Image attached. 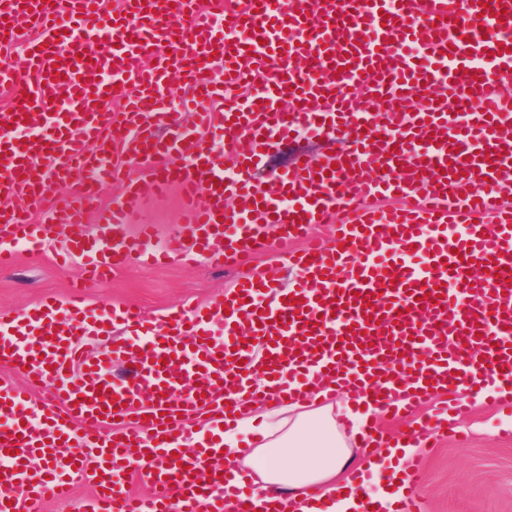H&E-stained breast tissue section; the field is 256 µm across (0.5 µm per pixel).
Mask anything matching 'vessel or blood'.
<instances>
[{
    "label": "vessel or blood",
    "mask_w": 512,
    "mask_h": 512,
    "mask_svg": "<svg viewBox=\"0 0 512 512\" xmlns=\"http://www.w3.org/2000/svg\"><path fill=\"white\" fill-rule=\"evenodd\" d=\"M121 7L107 22L92 0H0V42L21 19L39 30L0 68L13 91L0 113V194L51 216L0 211V268L18 243L38 249L60 232L92 279L174 254L239 264L270 235L296 278L283 288L249 268L222 300L157 324L136 306L76 298L1 324L0 365L52 381L55 394L39 404L0 387V512L68 498L77 478L93 487L89 512H295L282 499L227 498L223 470L204 466L214 449L182 448L199 413L219 429L259 399L304 403L328 388L393 420L432 407L405 437L371 425L366 449L427 447L431 427L454 431L476 389L511 410L512 209L500 198L512 100L492 89L512 77V0H285L276 14L269 0H227L220 17L200 0ZM213 58L225 85L257 82L226 106L221 156L198 132L224 94L204 66ZM175 77L197 124L167 102ZM299 131L345 146L254 179L272 138ZM244 138L250 150L237 151ZM116 145L148 181L104 163ZM108 178L125 199L92 240L85 209ZM60 180L78 192L51 197ZM172 186L186 234L127 235L132 208ZM393 194L399 207L374 206ZM316 224L335 225V238L307 240ZM93 333L109 353L87 354ZM405 468L398 512H425L422 458ZM135 472L151 495L130 491Z\"/></svg>",
    "instance_id": "1"
}]
</instances>
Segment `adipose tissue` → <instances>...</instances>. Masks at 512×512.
I'll return each mask as SVG.
<instances>
[{"instance_id":"ef3b65f1","label":"adipose tissue","mask_w":512,"mask_h":512,"mask_svg":"<svg viewBox=\"0 0 512 512\" xmlns=\"http://www.w3.org/2000/svg\"><path fill=\"white\" fill-rule=\"evenodd\" d=\"M371 414L370 408L360 405L340 417L333 403L317 400L288 402L275 409L257 402L236 424L221 431L203 427L192 440L220 448L219 459L225 472L234 475L235 486L254 483L259 495L292 498L301 512H357L361 492L344 477L355 459L349 437L363 431ZM342 418L349 433L339 430ZM244 435L252 447L245 458L239 453ZM409 454L406 448H385L369 463L372 470L385 466L390 471L387 484L373 494L384 512L397 508L404 489L401 463Z\"/></svg>"}]
</instances>
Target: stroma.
I'll return each mask as SVG.
<instances>
[{
    "mask_svg": "<svg viewBox=\"0 0 512 512\" xmlns=\"http://www.w3.org/2000/svg\"><path fill=\"white\" fill-rule=\"evenodd\" d=\"M332 148L331 142L307 134L278 138L268 150L267 166L281 170L298 156L317 160ZM149 224L160 241L175 238L182 230L178 190L135 207L127 226ZM68 244L58 234L39 250L19 247L14 266L0 270V319H11L36 309L45 299L67 301L72 284L81 274L80 263L59 268L57 252ZM236 277L232 268H216L205 260L186 264L170 260L143 267L130 264L106 281L88 286L84 300L92 306L112 302L138 306L150 319L190 303L207 306L221 298ZM512 414L495 410L491 402L473 407L455 434H434V447L425 449L426 474L418 492L427 512H512Z\"/></svg>",
    "mask_w": 512,
    "mask_h": 512,
    "instance_id": "35a3bbf8",
    "label": "stroma"
}]
</instances>
